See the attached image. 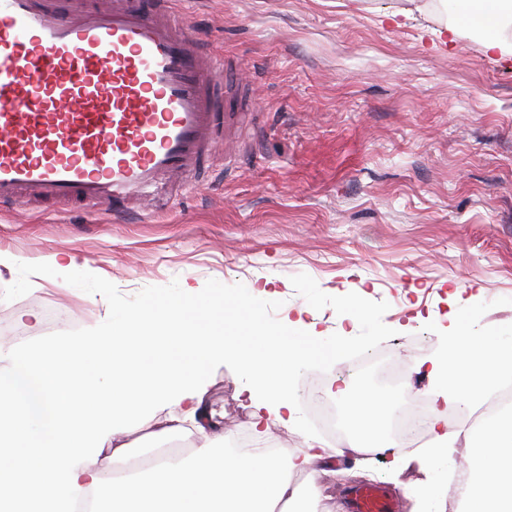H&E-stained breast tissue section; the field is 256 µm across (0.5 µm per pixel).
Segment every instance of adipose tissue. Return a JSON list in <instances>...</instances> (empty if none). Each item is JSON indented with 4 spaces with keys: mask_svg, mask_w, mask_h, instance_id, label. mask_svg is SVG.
<instances>
[{
    "mask_svg": "<svg viewBox=\"0 0 512 512\" xmlns=\"http://www.w3.org/2000/svg\"><path fill=\"white\" fill-rule=\"evenodd\" d=\"M511 15L512 0H483L472 15V25L494 33L484 43L486 52L512 55V42L500 34L503 18ZM190 311L187 301L139 306L124 315L113 335L72 336L22 354L19 369L40 370L39 393L50 413L29 409L16 378L0 385V446L13 459L0 472V512H68L76 490L110 502L112 512H130L133 504L137 512H275L296 501L289 472H306L311 485H318L317 456L309 451L285 460L261 451L243 459L227 453L217 457L202 448L194 466L162 459L138 478H107L92 462L75 463L78 448L114 438L129 416L150 420L151 402L183 405L184 420L193 423L204 418L206 370L226 356L249 371L256 420L270 412L292 421L290 374L299 361L326 356V349L282 325L269 330L270 350L259 358L247 344L225 339L223 330L200 328ZM91 349L110 352L99 368L107 387L90 388L84 378L83 357ZM148 349L157 361L136 368V359ZM449 352L431 369L435 394L446 403H471L512 365V345L486 342L458 326L451 331ZM34 424L47 430L49 443L31 435ZM491 435L465 493L468 512H512V420L500 418Z\"/></svg>",
    "mask_w": 512,
    "mask_h": 512,
    "instance_id": "1",
    "label": "adipose tissue"
}]
</instances>
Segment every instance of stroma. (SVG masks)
I'll use <instances>...</instances> for the list:
<instances>
[{
	"instance_id": "obj_1",
	"label": "stroma",
	"mask_w": 512,
	"mask_h": 512,
	"mask_svg": "<svg viewBox=\"0 0 512 512\" xmlns=\"http://www.w3.org/2000/svg\"><path fill=\"white\" fill-rule=\"evenodd\" d=\"M407 0H193L198 28L223 50L245 90L235 143H217L211 169L189 178L133 223L102 209L19 204L0 211V381L16 353L71 336H105L125 312L202 299L201 327L256 349L271 327L341 340L334 358L301 362L288 388L292 424L255 425L249 376L234 359L211 363L203 407L275 447L325 451L322 495L379 483L399 512H444L452 474L477 469L475 433L449 434L443 455L397 441L347 454L348 430L326 450L307 388L338 378L403 410L430 390L425 367L454 323L488 341L512 336V56L482 39L442 47V22ZM58 255L53 266L42 257ZM259 306L243 311L241 297ZM181 408L155 405L130 420L124 456L92 449L104 475L147 472L158 459L191 461L217 434L168 428Z\"/></svg>"
}]
</instances>
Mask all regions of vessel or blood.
I'll list each match as a JSON object with an SVG mask.
<instances>
[{
    "instance_id": "1",
    "label": "vessel or blood",
    "mask_w": 512,
    "mask_h": 512,
    "mask_svg": "<svg viewBox=\"0 0 512 512\" xmlns=\"http://www.w3.org/2000/svg\"><path fill=\"white\" fill-rule=\"evenodd\" d=\"M188 0H0V207L30 195L113 221L206 167L240 85ZM350 512H397L376 486Z\"/></svg>"
}]
</instances>
